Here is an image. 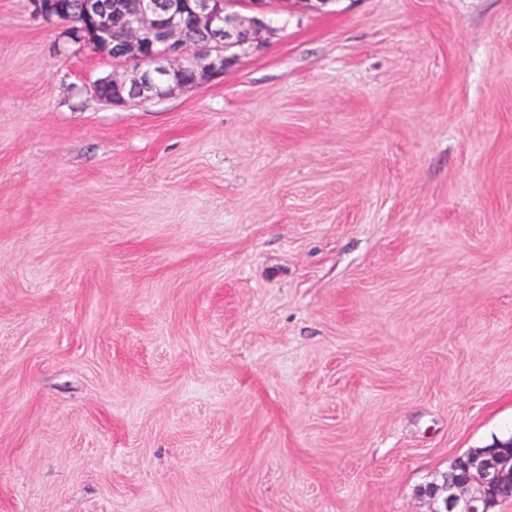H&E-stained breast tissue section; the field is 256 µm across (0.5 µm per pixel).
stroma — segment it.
Returning a JSON list of instances; mask_svg holds the SVG:
<instances>
[{"label":"stroma","mask_w":512,"mask_h":512,"mask_svg":"<svg viewBox=\"0 0 512 512\" xmlns=\"http://www.w3.org/2000/svg\"><path fill=\"white\" fill-rule=\"evenodd\" d=\"M164 99L0 0V512H434L512 438V0H330Z\"/></svg>","instance_id":"obj_1"}]
</instances>
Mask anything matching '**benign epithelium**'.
<instances>
[{
	"instance_id": "benign-epithelium-1",
	"label": "benign epithelium",
	"mask_w": 512,
	"mask_h": 512,
	"mask_svg": "<svg viewBox=\"0 0 512 512\" xmlns=\"http://www.w3.org/2000/svg\"><path fill=\"white\" fill-rule=\"evenodd\" d=\"M295 1L319 11L330 0H75L79 29L64 37L76 49L130 71L94 84L95 95L112 104L162 99L224 74L237 50L259 46L271 32L268 13ZM512 494V442H496L457 457L441 480L420 494L436 512H495Z\"/></svg>"
}]
</instances>
